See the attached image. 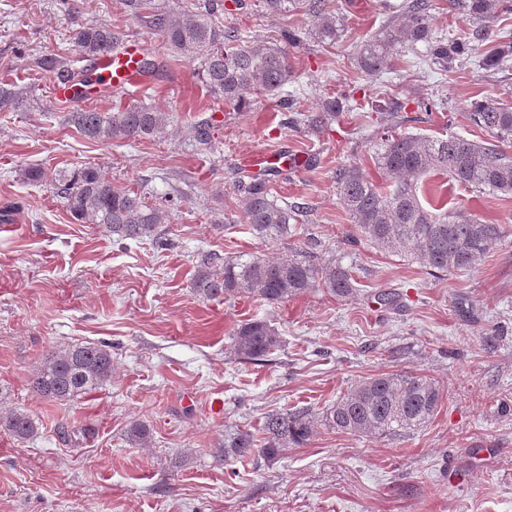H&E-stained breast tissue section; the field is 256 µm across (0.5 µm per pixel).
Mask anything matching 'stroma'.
I'll list each match as a JSON object with an SVG mask.
<instances>
[{"label": "stroma", "instance_id": "35a3bbf8", "mask_svg": "<svg viewBox=\"0 0 512 512\" xmlns=\"http://www.w3.org/2000/svg\"><path fill=\"white\" fill-rule=\"evenodd\" d=\"M391 0H329L346 18L333 45L308 38L303 11L265 13L261 0H223L217 19L274 43L297 35L286 52L291 90L307 105L349 93L359 108L317 132L286 125L276 99L251 98L239 111L208 92L197 63L169 62L158 38L122 0L69 15L60 0H0V80L28 87L31 100L0 112V404L41 424L37 437L0 430V512H512V199L475 194L430 176L420 197L443 196L504 236L474 272L438 279L410 258L366 245L350 248L353 226L336 195L338 165L356 161L377 176L375 133L395 126L429 136L487 134L466 117L473 102L512 106V68L480 66L481 54L453 74L441 72L424 44L405 47L374 82L354 64L357 44L395 14ZM434 35L476 41L477 27L449 0H429ZM106 24L138 41L165 78L126 94L181 117L160 141H93L65 124L54 78L31 80L29 60L63 53L90 68L71 35L78 25ZM214 115V151L192 145L187 121ZM260 154L282 175L272 193L303 203L309 218L296 236L354 267L359 291L339 302L309 291L275 307L246 298L206 300L192 288L203 251L272 256L246 224L235 172ZM98 167L113 186L149 197L168 192L179 171L189 185L162 230L169 250L119 244L93 224H79L49 185L21 174ZM397 290L398 309H382L377 292ZM263 317L283 347L265 363L237 360L229 334ZM112 346V381L69 405L33 393L31 371L73 342ZM406 370L441 381L447 391L423 430L401 440L355 437L318 427L304 446L270 463L224 464V437L258 432L271 410H321L365 377ZM222 399L221 414L211 409ZM145 422L151 443L131 447L130 422ZM92 428L74 443L64 431Z\"/></svg>", "mask_w": 512, "mask_h": 512}]
</instances>
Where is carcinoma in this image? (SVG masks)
I'll list each match as a JSON object with an SVG mask.
<instances>
[{
    "label": "carcinoma",
    "instance_id": "cac0c4a2",
    "mask_svg": "<svg viewBox=\"0 0 512 512\" xmlns=\"http://www.w3.org/2000/svg\"><path fill=\"white\" fill-rule=\"evenodd\" d=\"M268 14L297 9L315 19L311 37L332 45L343 30V19L328 6L329 0H262ZM127 10L158 35L172 60L199 63L208 91L240 110L249 96L274 97L288 113V124L315 132L352 111L349 97L327 96L318 112L304 107V96L285 87L293 67L285 51L271 41L242 34L213 21L218 7L207 2L195 9H162L154 0H124ZM458 7L479 30L496 33L497 44L482 55V66L506 68L512 57V30H494L504 14L512 13V0H458ZM427 0H402L403 20L387 24L356 46L355 66L374 81L391 66L399 49L422 42L430 59L443 72H455L472 56L468 41L434 37L429 29ZM124 33L107 25L81 26L72 39L85 58L95 60L115 49ZM31 70L74 83L79 74L72 61L57 53L32 57ZM26 104V93L12 83H0V112H14ZM469 120L489 133L491 140L462 136H426L386 131L377 140L372 160L380 171L376 181L353 162L336 168V192L354 232L348 242H366L380 251L409 257L435 277L474 270L500 242L503 229L486 224L461 210L426 207L420 200V184L430 173L446 177L471 192L512 196V156L502 146L512 145V107L493 100L477 102ZM174 113L144 101L119 104L111 110L71 105L64 122L80 135L98 141H157L166 137ZM217 122L211 116L191 123L189 137L200 149L210 151ZM24 177L32 184H49L63 199L72 217L82 224H97L116 242L150 241L164 249L167 239L160 227L170 206L150 205L145 195L132 188H115L98 168L89 165L47 171L28 168ZM243 216L253 232L272 242L288 239L306 207L278 202L271 192L269 172H254L239 179ZM194 291L202 298L254 299L276 306L311 290H320L338 301L355 297L358 288L352 268L333 256H323L313 245H287L281 255L267 259L257 254L201 256L193 278ZM237 358L263 362L281 348L277 328L263 318L249 319L231 331ZM112 381V352L102 343L79 342L52 351L28 377L29 389L41 397L66 405ZM444 399L439 381L406 372L372 375L358 382L336 401L317 413L310 407L272 410L264 416L259 434L236 431L224 442V462H256L277 459L284 450L305 445L317 424L357 437L401 438L427 426ZM0 429L18 440L37 436L39 423L25 410L11 408L0 415ZM128 442L146 447L149 427L133 422L126 430Z\"/></svg>",
    "mask_w": 512,
    "mask_h": 512
}]
</instances>
